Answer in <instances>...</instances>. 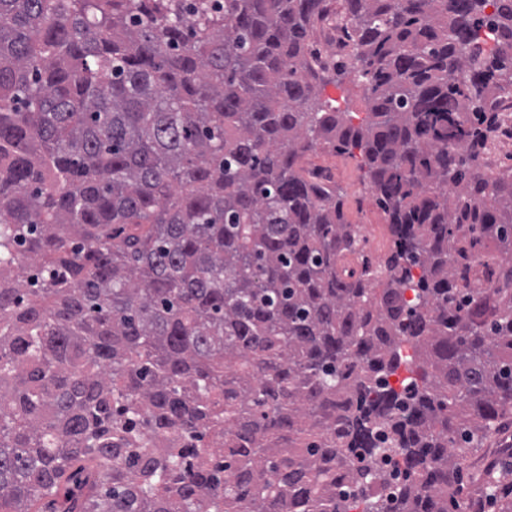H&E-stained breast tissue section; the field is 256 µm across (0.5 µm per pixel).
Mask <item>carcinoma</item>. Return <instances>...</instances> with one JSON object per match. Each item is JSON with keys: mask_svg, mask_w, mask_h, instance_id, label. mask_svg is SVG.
<instances>
[{"mask_svg": "<svg viewBox=\"0 0 512 512\" xmlns=\"http://www.w3.org/2000/svg\"><path fill=\"white\" fill-rule=\"evenodd\" d=\"M508 90L512 0H0V512H470L512 410ZM510 476L473 475L498 512ZM326 92L331 97L336 98L342 111L351 112L350 115L355 117V123L359 121L357 118L365 115L366 104L363 88L352 77L345 78L339 89L328 86ZM311 162L331 171L336 184L343 191L348 221L351 224H362L359 226L362 236L368 243L373 244L379 225L385 223L384 215L355 162L347 156H340L328 150L319 151L311 156ZM509 417L510 419L505 428H503L498 435L488 440L485 447L478 448L477 451L469 452L466 464L470 469L477 470L481 468L483 464L488 463L497 456L499 448L512 444V414H509Z\"/></svg>", "mask_w": 512, "mask_h": 512, "instance_id": "cac0c4a2", "label": "carcinoma"}]
</instances>
